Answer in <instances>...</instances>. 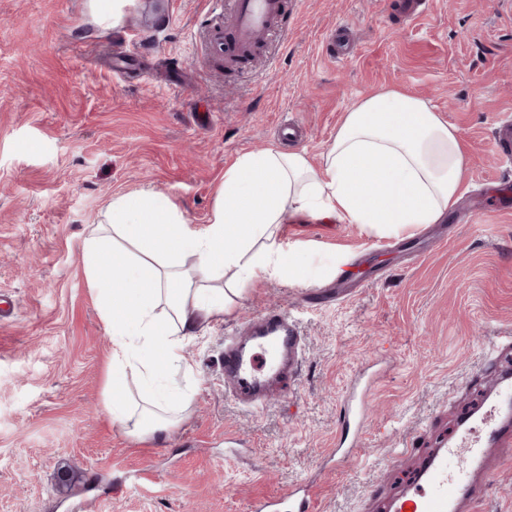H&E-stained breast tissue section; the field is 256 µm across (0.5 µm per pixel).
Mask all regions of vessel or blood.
I'll list each match as a JSON object with an SVG mask.
<instances>
[{"instance_id":"1","label":"vessel or blood","mask_w":512,"mask_h":512,"mask_svg":"<svg viewBox=\"0 0 512 512\" xmlns=\"http://www.w3.org/2000/svg\"><path fill=\"white\" fill-rule=\"evenodd\" d=\"M283 16L284 0H236L226 28L227 55H249ZM494 149L504 158L512 157L511 117L499 122ZM245 336L242 343L232 336L224 339V383L242 405L256 409L268 397L267 378L277 379L280 393H287L289 382L297 376L301 336L293 319L279 310L262 312L246 328ZM511 405L512 380H508L500 398L466 420L458 441L429 462L396 512H457L465 497L480 503L485 488L475 485L472 475L499 449L503 439L500 416ZM251 512H315V497L310 488H295L282 498L255 500Z\"/></svg>"}]
</instances>
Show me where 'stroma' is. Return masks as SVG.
Masks as SVG:
<instances>
[{"label":"stroma","instance_id":"obj_1","mask_svg":"<svg viewBox=\"0 0 512 512\" xmlns=\"http://www.w3.org/2000/svg\"><path fill=\"white\" fill-rule=\"evenodd\" d=\"M233 0H0V512H249L312 479L318 512H391L442 442L512 374V186L491 147L512 115V0H288L249 61L210 34ZM398 89L455 126L469 157L443 223L398 236L338 221L281 225L296 275H259L188 340L187 412L161 441L104 415L109 340L82 242L113 196L168 195L205 226L224 172L265 148L320 164L346 112ZM303 338L297 382L248 412L224 388V335L265 309ZM371 383L343 467L344 405ZM476 512H512V450Z\"/></svg>","mask_w":512,"mask_h":512}]
</instances>
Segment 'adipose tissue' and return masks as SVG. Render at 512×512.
<instances>
[{
    "label": "adipose tissue",
    "instance_id": "adipose-tissue-1",
    "mask_svg": "<svg viewBox=\"0 0 512 512\" xmlns=\"http://www.w3.org/2000/svg\"><path fill=\"white\" fill-rule=\"evenodd\" d=\"M467 154L456 127L395 89L346 113L313 167L305 153L241 155L224 173L208 223L188 224L167 196H114L83 245L86 274L111 349L104 408L134 438L168 434L185 410L170 379L190 338L232 304L220 281L291 275L281 224L300 218L363 224L400 235L443 220L457 200Z\"/></svg>",
    "mask_w": 512,
    "mask_h": 512
}]
</instances>
